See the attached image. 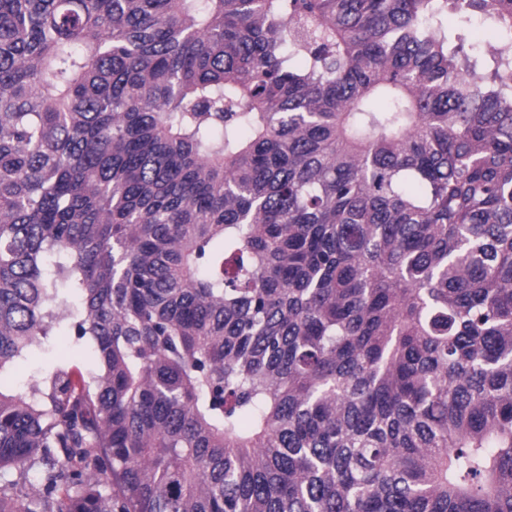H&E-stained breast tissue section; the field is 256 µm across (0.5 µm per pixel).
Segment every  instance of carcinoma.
Instances as JSON below:
<instances>
[{
	"label": "carcinoma",
	"instance_id": "cac0c4a2",
	"mask_svg": "<svg viewBox=\"0 0 512 512\" xmlns=\"http://www.w3.org/2000/svg\"><path fill=\"white\" fill-rule=\"evenodd\" d=\"M56 331L0 512H512V0H0V371ZM445 24L448 25L449 30H458L465 35L467 47L475 55H481L489 45L494 44L493 32L488 27H483L478 17H473L465 24L456 17H449Z\"/></svg>",
	"mask_w": 512,
	"mask_h": 512
}]
</instances>
